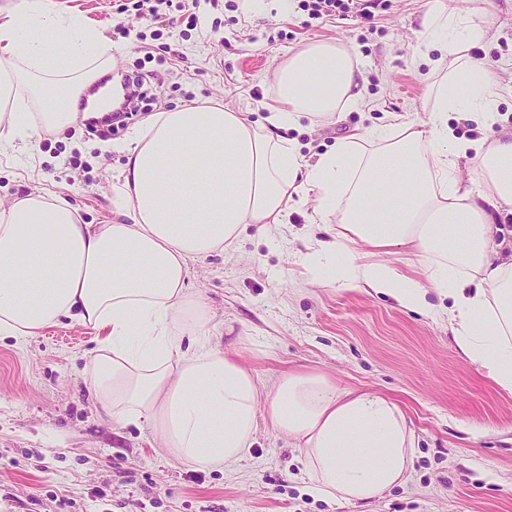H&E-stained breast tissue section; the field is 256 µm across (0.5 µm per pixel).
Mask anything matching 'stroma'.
<instances>
[{
	"label": "stroma",
	"mask_w": 512,
	"mask_h": 512,
	"mask_svg": "<svg viewBox=\"0 0 512 512\" xmlns=\"http://www.w3.org/2000/svg\"><path fill=\"white\" fill-rule=\"evenodd\" d=\"M128 34L113 40L111 86L147 69L161 81L153 111L190 102H225L263 121L275 95L271 74L312 42L344 45L357 60L365 102L330 118L303 121L292 136L307 161L337 139L391 116L425 118L431 68L419 54L431 0H388L372 20L329 19L307 26L289 12L244 14L242 0H196V28L170 29L142 49L144 26L124 0H53ZM481 7L495 38L485 57L500 84L498 112L512 123V0H465ZM76 121L65 137L35 134L20 154L0 153V203L39 186L78 206L84 222L111 223L112 177L125 158L113 142ZM310 206L293 210L279 243L247 229L233 257L214 252L189 262L188 286L210 306L206 330L226 354L268 382L295 368L327 374L337 388L394 400L417 448L405 485L367 505L312 496L291 440L259 425L235 471L198 470L164 448L150 424L102 417L86 377L97 331L64 319L17 344L0 340V512H512V394L502 392L456 350L446 300L428 290L431 312L333 280L316 281L301 260Z\"/></svg>",
	"instance_id": "obj_1"
}]
</instances>
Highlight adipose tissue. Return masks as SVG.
Segmentation results:
<instances>
[{
  "mask_svg": "<svg viewBox=\"0 0 512 512\" xmlns=\"http://www.w3.org/2000/svg\"><path fill=\"white\" fill-rule=\"evenodd\" d=\"M482 10L433 0L419 51L431 65L424 120L394 116L382 130L338 139L305 162L285 132L362 99L360 70L338 44L313 42L274 70L276 98L264 123L226 105L154 113L118 150L112 185L118 214L86 224L45 188L0 206V338L22 342L68 318L96 330L88 388L113 422L148 421L167 448L199 469L233 470L258 421L295 441L315 496L366 504L405 484L414 432L375 392L339 391L324 373L294 370L271 382L213 344L210 313L187 286L189 259L231 252L249 226L272 235L307 198L310 219L330 225L306 253L313 279L371 289L410 311L430 305L427 285L450 301L456 349L512 393V130L465 139L449 115L498 122L496 79L472 55L491 42ZM113 63L104 30L51 0L0 5V151L36 126L64 135L80 95ZM472 157L478 179L463 182ZM409 246L425 261L417 279L380 262ZM191 349H182V339Z\"/></svg>",
  "mask_w": 512,
  "mask_h": 512,
  "instance_id": "1",
  "label": "adipose tissue"
}]
</instances>
